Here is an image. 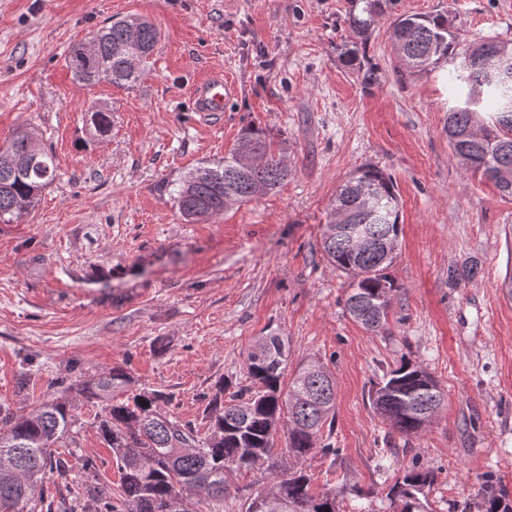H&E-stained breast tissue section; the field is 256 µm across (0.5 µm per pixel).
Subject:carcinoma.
<instances>
[{
  "mask_svg": "<svg viewBox=\"0 0 512 512\" xmlns=\"http://www.w3.org/2000/svg\"><path fill=\"white\" fill-rule=\"evenodd\" d=\"M395 0H349L347 22L361 43H367L378 18ZM392 37L402 64L411 74H422L441 62L458 63L454 70L457 105L448 111V141L455 154L470 159L469 171L492 181L512 196V68L499 70L486 60L495 40L469 42L461 37L446 13L400 15L393 21ZM73 46L67 67L75 80L93 86L104 78L130 88L143 77L159 40L154 25L140 21L136 41L129 39L126 20L118 19ZM90 122L96 134L111 131V112L91 106ZM34 146L33 134L19 129L0 144V223L10 224L38 203L55 181V156L40 150L36 160L24 163ZM292 174L275 149L274 141L258 127L243 129L224 160L188 171L173 190L182 216L202 219L227 207L267 194ZM370 192V205L360 200ZM332 232L324 231L322 250L334 268L351 274L356 287L346 300L349 315L366 330H382L392 308L394 284L387 257L378 245L398 242L400 209L392 179L378 167L358 169L336 192L330 213ZM368 238L371 247L357 250L353 240ZM259 352H248L249 388L224 398L219 385L209 402V426L204 436L164 411L166 395L141 390L123 400L132 380L124 369L113 367L91 381L77 385L79 395L100 412L94 427L121 472V505L100 490L93 512H170L172 499L188 489L206 491L215 512L224 502V478L230 471L258 466L277 468L274 438L283 417H288L287 453L295 466L281 472L273 485L258 492L281 501V512H339L336 491L316 493L301 468L316 450L318 434L335 414V387L327 371L302 365L288 387L281 383L288 348L281 336H262ZM250 397L243 398L244 393ZM375 413L405 436L424 429L429 412L437 411L444 396L433 376L409 360L384 375L369 394ZM76 425L71 402L50 396L31 413L16 415L0 407V512H35L38 482L60 460L52 448ZM434 475L410 470L388 491L393 512H423L420 495Z\"/></svg>",
  "mask_w": 512,
  "mask_h": 512,
  "instance_id": "obj_1",
  "label": "carcinoma"
}]
</instances>
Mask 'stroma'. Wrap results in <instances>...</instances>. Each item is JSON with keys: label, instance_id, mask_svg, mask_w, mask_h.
<instances>
[{"label": "stroma", "instance_id": "obj_1", "mask_svg": "<svg viewBox=\"0 0 512 512\" xmlns=\"http://www.w3.org/2000/svg\"><path fill=\"white\" fill-rule=\"evenodd\" d=\"M347 9L348 0H0V143L30 128L58 164L38 206L0 224V406L29 412L121 366L203 432L216 386H248L251 344L276 334L289 368L314 359L336 382L334 424L318 440L334 452L305 468L314 491L339 488L341 512H387L389 487L414 468L434 475L427 512H487L488 481L512 493V197L466 173L448 143L449 65L409 75L391 41L396 16L449 11L464 38L512 44V0H397L360 49L375 70L369 84L340 57L357 39ZM131 16L160 34L142 79L130 89L77 83L71 46ZM217 70L234 87L224 111H193V85ZM91 105L111 109L107 136L89 126ZM250 125L280 142L288 181L184 221L172 183L222 160ZM364 165L390 175L400 200L393 307L374 334L346 310L353 277L320 249L337 189ZM464 265L475 278L451 280ZM404 358L447 396L411 437L369 401ZM76 413L56 450L68 470L47 473L36 512H83L101 487L120 494L95 407ZM274 480L265 469L227 475L224 512H244Z\"/></svg>", "mask_w": 512, "mask_h": 512}]
</instances>
